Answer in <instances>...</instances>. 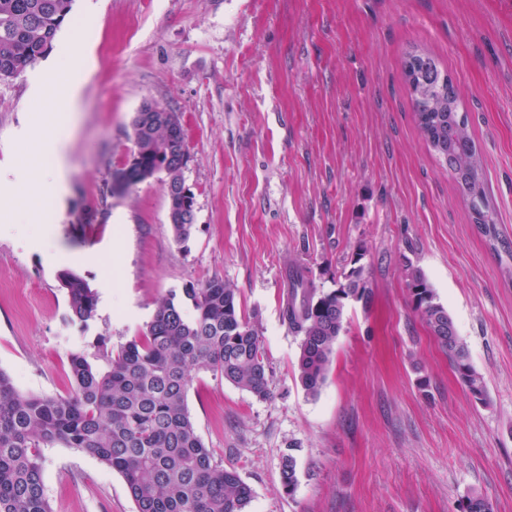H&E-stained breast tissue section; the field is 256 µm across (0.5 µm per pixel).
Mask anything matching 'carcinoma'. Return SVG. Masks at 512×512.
<instances>
[{
    "mask_svg": "<svg viewBox=\"0 0 512 512\" xmlns=\"http://www.w3.org/2000/svg\"><path fill=\"white\" fill-rule=\"evenodd\" d=\"M73 0H0V81L22 75L51 48L72 11ZM415 121L454 181L463 164L480 159L461 93L451 77L424 53L404 63ZM132 154L116 172L131 188L146 177L176 172L185 144L179 116L170 109H142L132 123ZM482 203H470L474 223L497 237L496 221L480 187ZM351 260L343 281L320 292L306 271H288L290 289L283 321L300 338L298 378L315 396L323 386L336 338L350 301L368 304L371 291L360 264ZM70 321L82 328L95 316L97 292L79 275L60 273ZM409 288L416 311L448 353L473 398L486 399L483 377L424 274L413 269ZM104 366L84 352L69 355L73 391L38 396L20 392L0 370V512H52L43 483L42 449L61 445L86 451L119 473L137 512H247L253 494L237 471L215 460L198 435L187 405L193 374L210 370L260 400L270 396L261 337L242 316L238 292L219 277L162 298L146 330L114 350L97 339ZM283 487L296 484L291 455L282 461Z\"/></svg>",
    "mask_w": 512,
    "mask_h": 512,
    "instance_id": "1",
    "label": "carcinoma"
}]
</instances>
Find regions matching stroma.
<instances>
[{
  "label": "stroma",
  "mask_w": 512,
  "mask_h": 512,
  "mask_svg": "<svg viewBox=\"0 0 512 512\" xmlns=\"http://www.w3.org/2000/svg\"><path fill=\"white\" fill-rule=\"evenodd\" d=\"M85 50L90 75L67 151L58 219L29 224L38 185L16 150L47 113L29 77L0 82V370L24 393L64 395L68 356L139 335L169 291L217 276L263 340L271 396L198 371L187 403L217 461L251 487L247 512H512V10L501 0H74L53 49ZM432 56L463 92L499 241L416 127L402 64ZM177 112L194 195L177 243L164 175L123 193L144 100ZM369 304L349 303L324 385L298 380L282 320L291 265L335 289L355 253ZM79 255L80 263L66 257ZM419 269L454 321L486 400L474 401L415 310ZM98 294L69 321L58 275ZM293 455L296 485L281 465ZM53 512H136L95 456L45 448Z\"/></svg>",
  "instance_id": "35a3bbf8"
}]
</instances>
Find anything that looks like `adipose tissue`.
<instances>
[{"mask_svg": "<svg viewBox=\"0 0 512 512\" xmlns=\"http://www.w3.org/2000/svg\"><path fill=\"white\" fill-rule=\"evenodd\" d=\"M85 78L80 53L74 52L63 60L52 77L35 76L31 93L47 102L51 109L48 124L30 128L24 136L25 146L37 147L35 177L42 191L38 209L57 211L66 191L64 169L66 139L48 135L49 126L70 127L78 109L80 85Z\"/></svg>", "mask_w": 512, "mask_h": 512, "instance_id": "obj_1", "label": "adipose tissue"}]
</instances>
